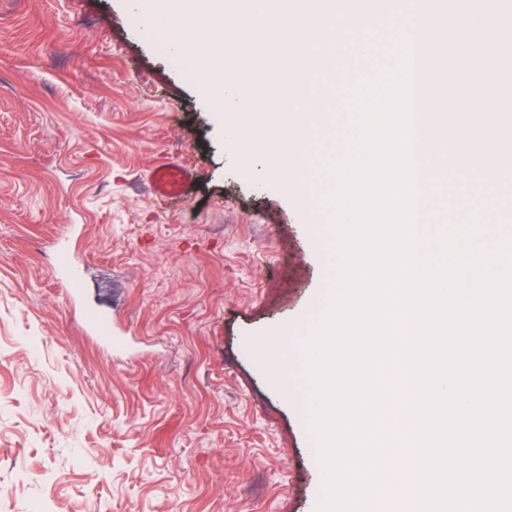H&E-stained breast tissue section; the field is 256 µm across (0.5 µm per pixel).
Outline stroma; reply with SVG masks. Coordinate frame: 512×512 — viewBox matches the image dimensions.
<instances>
[{
  "label": "stroma",
  "instance_id": "obj_1",
  "mask_svg": "<svg viewBox=\"0 0 512 512\" xmlns=\"http://www.w3.org/2000/svg\"><path fill=\"white\" fill-rule=\"evenodd\" d=\"M129 0H0V512H315L297 341L329 257L308 206L243 157L188 56ZM178 159L192 198L148 174ZM428 206L469 213L435 163ZM66 239L82 288L54 263ZM107 313L108 354L83 324ZM148 178L156 196L162 200L186 201L192 196L194 173L177 161L161 159Z\"/></svg>",
  "mask_w": 512,
  "mask_h": 512
}]
</instances>
